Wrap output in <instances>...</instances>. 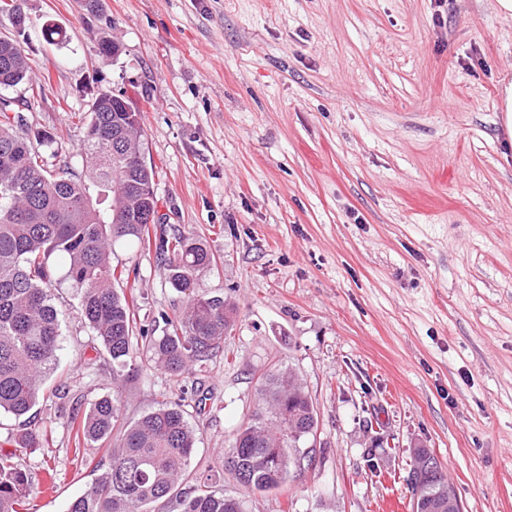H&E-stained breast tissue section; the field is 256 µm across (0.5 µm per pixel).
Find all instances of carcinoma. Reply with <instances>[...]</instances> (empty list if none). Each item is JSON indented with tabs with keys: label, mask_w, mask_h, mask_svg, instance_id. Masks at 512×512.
<instances>
[{
	"label": "carcinoma",
	"mask_w": 512,
	"mask_h": 512,
	"mask_svg": "<svg viewBox=\"0 0 512 512\" xmlns=\"http://www.w3.org/2000/svg\"><path fill=\"white\" fill-rule=\"evenodd\" d=\"M18 27L27 22L25 0H0V20ZM112 24L92 31L99 54L117 55ZM27 87L42 97L43 83L32 77L27 51L0 37V89ZM112 90L101 89L79 114L85 135L80 155L85 173L78 177L66 161L57 167L42 151L56 143L48 132L30 134L22 109L0 100V412L18 418L31 412L48 374L58 368L60 323L51 288L66 281L80 290V310L104 350L121 368L132 357L134 339L150 353L154 366L182 375L209 359L231 330L233 309L219 296L193 295L181 314L165 318L161 336L133 333L134 300L112 287L117 267L113 247L124 242L140 249L151 244L169 262L170 284L185 291L194 274L210 264L208 252L185 233L161 230L150 237L143 213L158 214L155 171L146 163V134L137 112L114 105ZM270 417L257 414L235 437L224 472L259 492L281 487L288 479V450L306 437L316 411L308 392L289 372L269 379ZM75 442L106 441L120 421L118 399H99L84 416H72ZM48 429L29 426L0 449V512H28L29 479L16 462L17 449L36 451ZM196 434L179 405H163L125 426L120 444L96 484L72 500L67 512H161L177 496L182 512H243L239 500L202 487H184ZM426 448L414 451L408 477L421 480L424 494L413 512L437 506L433 494L449 487L443 469L429 480L421 463Z\"/></svg>",
	"instance_id": "cac0c4a2"
}]
</instances>
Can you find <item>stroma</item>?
<instances>
[{"label": "stroma", "instance_id": "35a3bbf8", "mask_svg": "<svg viewBox=\"0 0 512 512\" xmlns=\"http://www.w3.org/2000/svg\"><path fill=\"white\" fill-rule=\"evenodd\" d=\"M119 56H98L82 0H27L20 41L46 79L25 112L74 171L98 89L140 111L159 210L212 256L190 292L155 250L116 244L136 330L162 335L190 295L235 309L224 345L173 375L135 351L118 376L75 289L52 288L60 370L34 407L52 430L21 453L29 512H66L107 446L73 459L72 410L117 395L122 422L180 403L188 469L246 512H376L407 502L410 451L441 462L462 512H512V16L496 0H100ZM66 29L56 45L45 23ZM289 371L313 435L259 493L224 452ZM374 455L380 470L365 465ZM52 468L54 486L40 478Z\"/></svg>", "mask_w": 512, "mask_h": 512}]
</instances>
